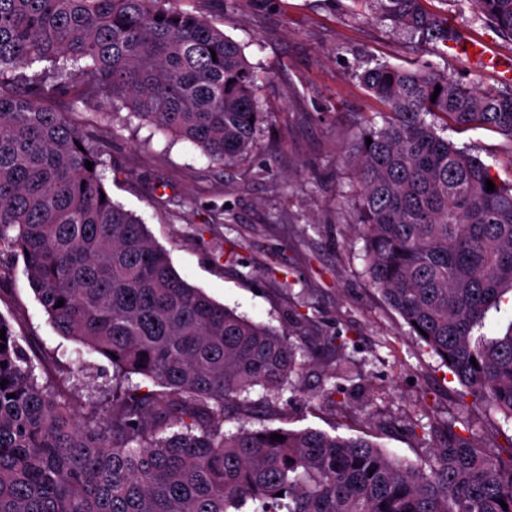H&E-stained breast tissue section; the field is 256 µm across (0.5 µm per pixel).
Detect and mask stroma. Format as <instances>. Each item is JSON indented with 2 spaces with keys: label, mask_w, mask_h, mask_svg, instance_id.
Instances as JSON below:
<instances>
[{
  "label": "stroma",
  "mask_w": 512,
  "mask_h": 512,
  "mask_svg": "<svg viewBox=\"0 0 512 512\" xmlns=\"http://www.w3.org/2000/svg\"><path fill=\"white\" fill-rule=\"evenodd\" d=\"M205 17L238 42L262 74L257 96L269 118L260 148L230 166L211 163L198 148L141 124L128 110L104 115L95 104L61 111L94 128L108 143L104 183L114 201L146 224L176 272L214 301L248 319L284 330L293 308L313 316L300 345L306 370L297 387L273 395L278 413L251 420L254 429L315 428L364 437L411 463L448 443L458 411L459 383L412 336L401 316L365 274L364 241L354 228L352 174L341 158L363 127L382 125L381 105L360 84L359 62L397 67L429 62L458 82L494 86L512 66V43L458 13L453 0H429L460 40L419 42L356 0H170ZM477 44L490 54L468 52ZM458 147L512 185V141L486 128H448ZM233 251L232 261L219 255ZM0 315L31 350L56 353L96 384L111 383V362L77 351L61 336L15 261L0 280ZM345 338L349 394L330 402L319 391L335 365L323 357L327 337ZM427 435L413 434V427Z\"/></svg>",
  "instance_id": "35a3bbf8"
}]
</instances>
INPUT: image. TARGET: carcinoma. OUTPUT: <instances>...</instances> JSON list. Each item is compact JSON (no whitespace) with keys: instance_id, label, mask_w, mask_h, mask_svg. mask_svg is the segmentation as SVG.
Masks as SVG:
<instances>
[{"instance_id":"cac0c4a2","label":"carcinoma","mask_w":512,"mask_h":512,"mask_svg":"<svg viewBox=\"0 0 512 512\" xmlns=\"http://www.w3.org/2000/svg\"><path fill=\"white\" fill-rule=\"evenodd\" d=\"M163 2L0 0V275L23 257L57 332L114 369L77 414L80 384L0 314V512H512V438L491 452L456 432L474 422L467 406L427 469L363 437L242 423L250 389L300 377V347L181 278L108 194L106 144L49 104L120 106L221 166L255 152L259 76L224 31ZM456 2L512 42V0ZM380 10L426 42L459 40L422 0ZM358 79L385 108L343 158L365 272L464 387L459 401L512 421V323L482 332L512 293V187L487 190L490 166L435 123L512 140V88L381 61ZM229 419L241 424L226 432Z\"/></svg>"}]
</instances>
